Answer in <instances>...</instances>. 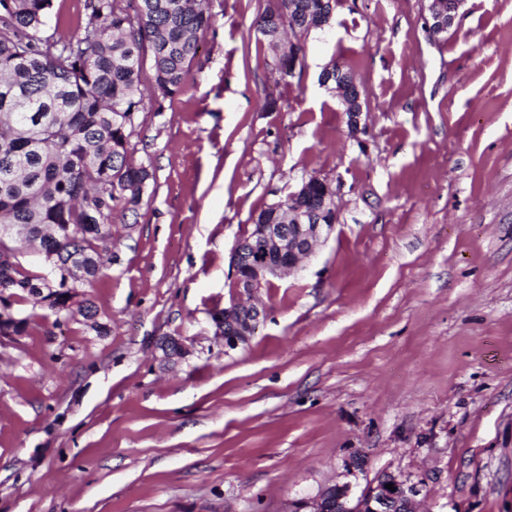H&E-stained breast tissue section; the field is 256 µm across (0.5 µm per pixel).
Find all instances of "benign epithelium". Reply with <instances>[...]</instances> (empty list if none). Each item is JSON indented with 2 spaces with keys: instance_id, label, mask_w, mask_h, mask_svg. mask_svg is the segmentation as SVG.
Returning <instances> with one entry per match:
<instances>
[{
  "instance_id": "benign-epithelium-1",
  "label": "benign epithelium",
  "mask_w": 512,
  "mask_h": 512,
  "mask_svg": "<svg viewBox=\"0 0 512 512\" xmlns=\"http://www.w3.org/2000/svg\"><path fill=\"white\" fill-rule=\"evenodd\" d=\"M465 0H453L448 8L441 7L439 0H431L429 13L430 28L435 35L448 31ZM354 93L347 94L344 104L351 109L349 124L353 131L359 130V116L362 112L361 91L356 83H351ZM290 219L294 224L285 231L278 224L282 219ZM334 225L326 224L320 217H310L303 208L285 211L281 206L269 216L253 225L252 239L236 244L231 263L234 269L233 287L245 292L259 288L267 276L285 273L309 256L314 246L328 238ZM244 303L234 297L224 308V345L234 347L244 341L256 328L260 318H243ZM393 484L395 490L386 488ZM412 490L395 477L381 478L368 484L358 496H352L347 485L334 486L330 492L312 499L295 502L294 512H393L405 505L408 512H414L410 494Z\"/></svg>"
}]
</instances>
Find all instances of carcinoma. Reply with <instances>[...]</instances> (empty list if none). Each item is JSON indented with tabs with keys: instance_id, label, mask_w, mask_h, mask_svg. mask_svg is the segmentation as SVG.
I'll use <instances>...</instances> for the list:
<instances>
[{
	"instance_id": "obj_1",
	"label": "carcinoma",
	"mask_w": 512,
	"mask_h": 512,
	"mask_svg": "<svg viewBox=\"0 0 512 512\" xmlns=\"http://www.w3.org/2000/svg\"><path fill=\"white\" fill-rule=\"evenodd\" d=\"M53 0H0V308L5 316L28 294L56 318L73 312L64 283L50 284L16 261L14 243L38 244L78 288L95 279L101 249L112 235V200L139 206L151 173L128 162L145 61L162 97L179 92L199 49L197 35L212 27L205 0H85L87 22L74 34L45 35ZM333 0H265L258 23L277 67L288 77L281 33L311 16L321 25ZM0 334H23L34 315Z\"/></svg>"
}]
</instances>
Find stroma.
Returning <instances> with one entry per match:
<instances>
[{"label":"stroma","mask_w":512,"mask_h":512,"mask_svg":"<svg viewBox=\"0 0 512 512\" xmlns=\"http://www.w3.org/2000/svg\"><path fill=\"white\" fill-rule=\"evenodd\" d=\"M428 5L336 0L284 80L263 0H208L184 90L144 67L130 157L153 177L136 212L113 201L85 289L104 333L0 335V512H291L385 474L416 512H512V0L439 35ZM312 176L334 232L225 347L236 242Z\"/></svg>","instance_id":"obj_1"}]
</instances>
